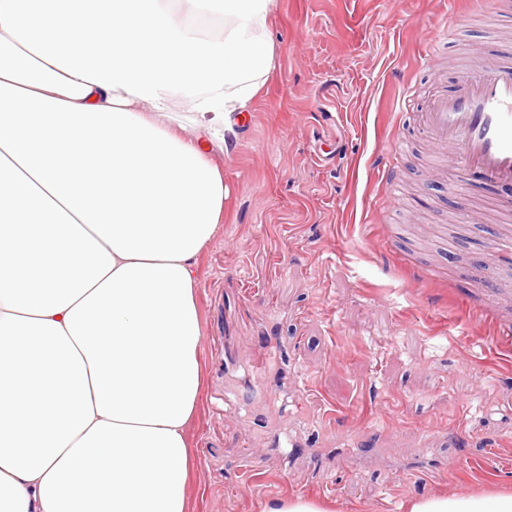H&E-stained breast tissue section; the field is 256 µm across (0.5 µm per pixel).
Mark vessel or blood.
<instances>
[{"label":"vessel or blood","instance_id":"vessel-or-blood-1","mask_svg":"<svg viewBox=\"0 0 512 512\" xmlns=\"http://www.w3.org/2000/svg\"><path fill=\"white\" fill-rule=\"evenodd\" d=\"M423 125L431 147L454 168L512 186V62L464 77L453 94L432 101Z\"/></svg>","mask_w":512,"mask_h":512}]
</instances>
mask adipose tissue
Listing matches in <instances>:
<instances>
[{
  "mask_svg": "<svg viewBox=\"0 0 512 512\" xmlns=\"http://www.w3.org/2000/svg\"><path fill=\"white\" fill-rule=\"evenodd\" d=\"M275 7L0 0V512H188L196 258ZM408 512H512V493Z\"/></svg>",
  "mask_w": 512,
  "mask_h": 512,
  "instance_id": "obj_1",
  "label": "adipose tissue"
}]
</instances>
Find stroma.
Here are the masks:
<instances>
[{"label": "stroma", "mask_w": 512, "mask_h": 512, "mask_svg": "<svg viewBox=\"0 0 512 512\" xmlns=\"http://www.w3.org/2000/svg\"><path fill=\"white\" fill-rule=\"evenodd\" d=\"M499 0H277L275 62L224 161L198 255L205 386L190 512H406L512 493V353L493 321L496 202L420 114L512 54ZM266 512H329V509L320 501L297 495L279 500Z\"/></svg>", "instance_id": "1"}]
</instances>
